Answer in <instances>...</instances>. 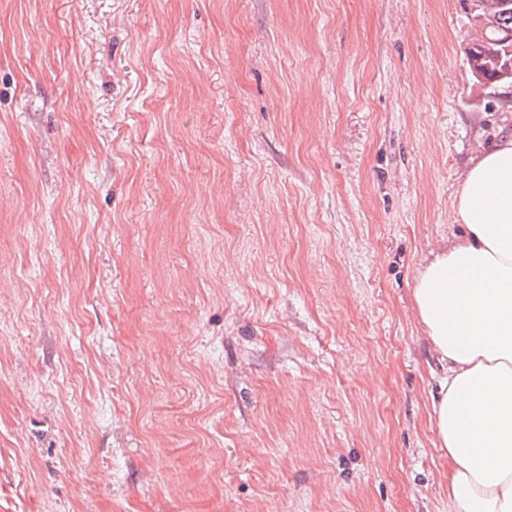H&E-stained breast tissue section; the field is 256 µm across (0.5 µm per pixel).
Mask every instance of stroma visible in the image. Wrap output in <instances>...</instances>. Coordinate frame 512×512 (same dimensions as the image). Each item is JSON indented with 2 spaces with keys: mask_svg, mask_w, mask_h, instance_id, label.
<instances>
[{
  "mask_svg": "<svg viewBox=\"0 0 512 512\" xmlns=\"http://www.w3.org/2000/svg\"><path fill=\"white\" fill-rule=\"evenodd\" d=\"M470 0H0V512H452L413 299L512 133Z\"/></svg>",
  "mask_w": 512,
  "mask_h": 512,
  "instance_id": "stroma-1",
  "label": "stroma"
}]
</instances>
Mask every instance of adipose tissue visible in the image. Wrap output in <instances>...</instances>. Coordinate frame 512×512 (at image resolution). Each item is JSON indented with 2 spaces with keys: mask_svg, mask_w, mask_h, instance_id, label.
Masks as SVG:
<instances>
[{
  "mask_svg": "<svg viewBox=\"0 0 512 512\" xmlns=\"http://www.w3.org/2000/svg\"><path fill=\"white\" fill-rule=\"evenodd\" d=\"M466 232L432 249L413 288L441 373L432 403L453 512H512V134L461 181Z\"/></svg>",
  "mask_w": 512,
  "mask_h": 512,
  "instance_id": "ef3b65f1",
  "label": "adipose tissue"
}]
</instances>
